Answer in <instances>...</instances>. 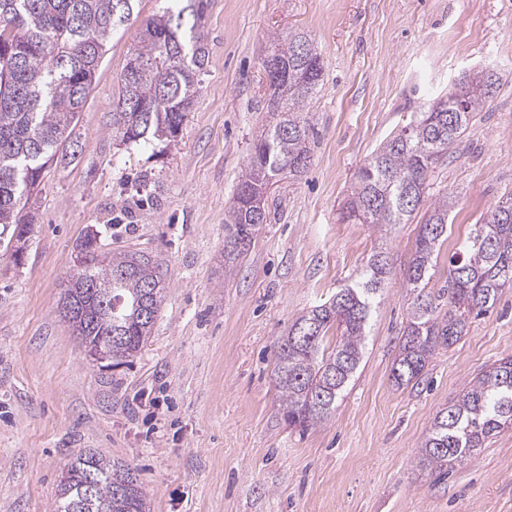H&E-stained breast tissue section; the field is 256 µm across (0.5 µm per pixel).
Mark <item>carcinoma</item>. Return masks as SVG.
I'll return each instance as SVG.
<instances>
[{
    "instance_id": "obj_1",
    "label": "carcinoma",
    "mask_w": 512,
    "mask_h": 512,
    "mask_svg": "<svg viewBox=\"0 0 512 512\" xmlns=\"http://www.w3.org/2000/svg\"><path fill=\"white\" fill-rule=\"evenodd\" d=\"M137 0H0V47L11 48L0 63V241L12 256L25 249L35 223L30 200L60 147L74 144L79 112L92 90L97 68L118 27L128 22ZM209 0H171L147 19L139 45L125 65L112 112V139L122 145L176 140L199 92L208 62L201 25ZM274 53L288 67L272 95L286 109L252 147L257 160L280 178L303 174L311 161L312 125L304 116L318 92L323 62L318 52L302 61L299 47H313L303 33L272 36ZM496 70L484 75L486 92L472 79L441 100L442 110L414 112L399 133L386 139L355 173L342 219L361 224H406L421 204L430 170L459 141L474 113L493 99ZM242 183L229 200L224 225V264L236 266L259 229ZM454 202L431 203L415 252L403 271L409 290L408 323L392 366L398 386L418 381L436 352L468 333L505 287H512V197L491 207L451 259L445 284L427 291L434 253L448 234ZM79 267L68 288L79 290L71 326L84 345L119 364L136 356L151 336L166 290L167 271L150 256L101 250L97 232L79 244ZM393 272L388 253L372 254L360 279L329 301L299 316L276 346L274 376L280 409L290 426L307 430L336 409L363 358L374 301ZM341 331L330 342L331 328ZM512 428V355L464 384L457 399L434 417L421 444L417 466L448 475L485 442ZM86 471L98 475L91 494L82 488ZM146 512V494L131 464L101 450H80L66 463L53 512Z\"/></svg>"
}]
</instances>
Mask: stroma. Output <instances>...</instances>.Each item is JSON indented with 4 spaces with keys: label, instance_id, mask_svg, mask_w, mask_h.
I'll return each instance as SVG.
<instances>
[{
    "label": "stroma",
    "instance_id": "obj_1",
    "mask_svg": "<svg viewBox=\"0 0 512 512\" xmlns=\"http://www.w3.org/2000/svg\"><path fill=\"white\" fill-rule=\"evenodd\" d=\"M116 32L78 115V160L50 167L38 221L15 263L0 247V512H52L69 457L94 448L137 467L149 512H512V430L442 480L421 443L463 385L512 355V288L417 386L391 368L407 325L402 271L419 222L342 220L354 174L411 113L475 68L503 82L429 175L455 200L431 282L443 285L472 226L512 193V0H210L209 59L177 141L112 139V101L144 18ZM306 33L324 62L308 107L312 161L274 184L267 224L241 265L224 266V221L253 143L272 123L268 39ZM162 262L169 288L141 352L88 357L58 303L77 246ZM396 273L370 317L365 356L326 422L288 426L273 379L291 324L354 283L369 256Z\"/></svg>",
    "mask_w": 512,
    "mask_h": 512
}]
</instances>
